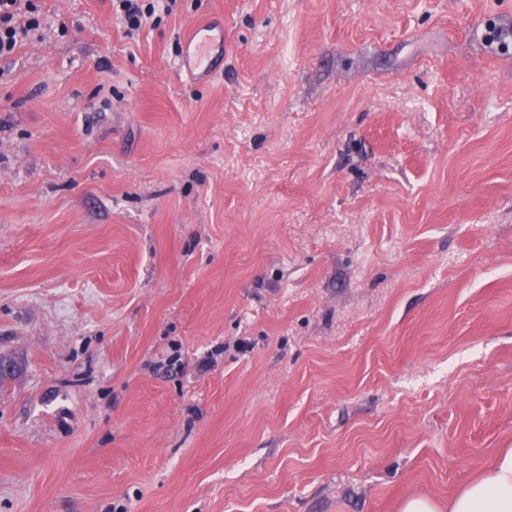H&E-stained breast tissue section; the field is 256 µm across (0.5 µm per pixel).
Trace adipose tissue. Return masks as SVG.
<instances>
[{
	"mask_svg": "<svg viewBox=\"0 0 512 512\" xmlns=\"http://www.w3.org/2000/svg\"><path fill=\"white\" fill-rule=\"evenodd\" d=\"M447 512H512V449L465 484L449 502Z\"/></svg>",
	"mask_w": 512,
	"mask_h": 512,
	"instance_id": "ef3b65f1",
	"label": "adipose tissue"
}]
</instances>
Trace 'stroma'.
Listing matches in <instances>:
<instances>
[{"label": "stroma", "instance_id": "obj_1", "mask_svg": "<svg viewBox=\"0 0 512 512\" xmlns=\"http://www.w3.org/2000/svg\"><path fill=\"white\" fill-rule=\"evenodd\" d=\"M34 2L0 512H399L512 448V0H178L131 36ZM216 28L210 23L197 22L187 31L184 42L186 55L179 64L190 72L201 70L211 73L215 70L217 54L215 49L216 38L212 34Z\"/></svg>", "mask_w": 512, "mask_h": 512}]
</instances>
